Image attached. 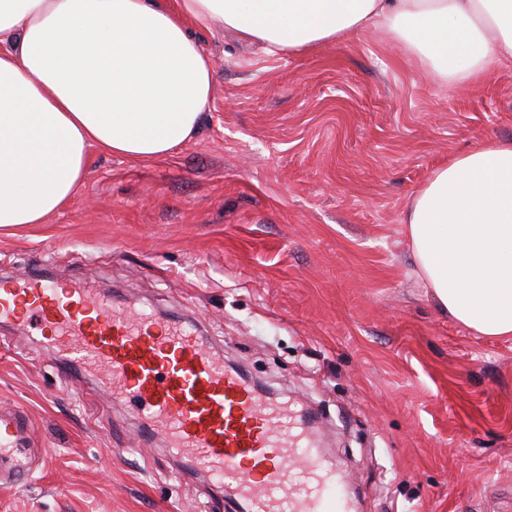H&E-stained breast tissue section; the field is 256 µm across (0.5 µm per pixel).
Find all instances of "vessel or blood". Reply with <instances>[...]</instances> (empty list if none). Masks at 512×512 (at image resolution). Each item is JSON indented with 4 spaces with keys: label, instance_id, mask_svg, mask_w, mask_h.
Masks as SVG:
<instances>
[{
    "label": "vessel or blood",
    "instance_id": "obj_1",
    "mask_svg": "<svg viewBox=\"0 0 512 512\" xmlns=\"http://www.w3.org/2000/svg\"><path fill=\"white\" fill-rule=\"evenodd\" d=\"M0 321L29 326L68 367L128 402L147 434L204 468L244 512H347L303 412L263 399L192 326L37 276L0 281ZM32 429L23 412L0 413L1 489L30 474Z\"/></svg>",
    "mask_w": 512,
    "mask_h": 512
}]
</instances>
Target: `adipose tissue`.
Instances as JSON below:
<instances>
[{
  "label": "adipose tissue",
  "instance_id": "1",
  "mask_svg": "<svg viewBox=\"0 0 512 512\" xmlns=\"http://www.w3.org/2000/svg\"><path fill=\"white\" fill-rule=\"evenodd\" d=\"M195 25L271 55L384 30L458 82L512 60V0H0V226L67 204L90 147L160 158L197 132L214 72ZM405 222L438 306L511 336L512 140L436 167Z\"/></svg>",
  "mask_w": 512,
  "mask_h": 512
}]
</instances>
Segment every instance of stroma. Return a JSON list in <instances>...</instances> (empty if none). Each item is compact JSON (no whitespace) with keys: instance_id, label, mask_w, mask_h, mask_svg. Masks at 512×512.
<instances>
[{"instance_id":"35a3bbf8","label":"stroma","mask_w":512,"mask_h":512,"mask_svg":"<svg viewBox=\"0 0 512 512\" xmlns=\"http://www.w3.org/2000/svg\"><path fill=\"white\" fill-rule=\"evenodd\" d=\"M214 62L168 156L90 149L76 196L0 227V277L50 270L193 324L226 367L313 412L359 512H512V336L440 312L404 224L449 157L512 139V64L442 80L387 32L267 56L195 28ZM0 324V406L47 455L0 512H230L162 437Z\"/></svg>"}]
</instances>
